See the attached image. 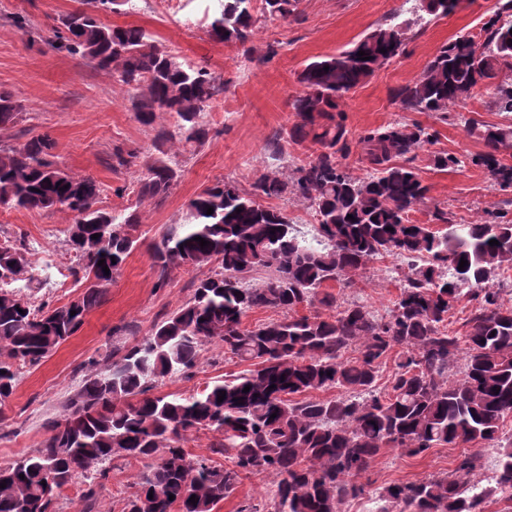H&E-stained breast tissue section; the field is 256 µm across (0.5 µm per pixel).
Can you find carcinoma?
Listing matches in <instances>:
<instances>
[{
    "label": "carcinoma",
    "instance_id": "1",
    "mask_svg": "<svg viewBox=\"0 0 512 512\" xmlns=\"http://www.w3.org/2000/svg\"><path fill=\"white\" fill-rule=\"evenodd\" d=\"M129 2L82 0L84 8L59 18L50 47L118 70L121 85L133 92L140 124L151 126L156 113H169L173 127L157 130L156 149L175 139L203 145L208 131L202 113L224 84L206 67L185 66L143 29L98 21L99 8ZM251 2L217 0L210 34L245 43L255 24ZM414 2L429 15L446 16L462 0ZM264 3L269 14L286 18L298 0ZM507 15L512 0H502L484 22L483 40L462 35L440 48L422 75L398 91L400 108L446 112L498 71H512V22L502 20ZM405 31L394 15L352 48L304 67V91L291 101L288 138L314 150L293 177L268 171L251 192L233 181L218 182L189 201L183 223L152 249L159 281L171 266L211 264L210 273L198 280L185 306L88 375L61 417L47 424L41 448L0 466V484L6 483L0 512H52L61 491L81 476L88 478L83 498L90 499L96 480L90 469L114 458L144 463L121 512H214L242 475L261 470L280 477L267 491L272 512H341L346 499L364 493L356 479L381 449L417 457L456 443L497 448L494 485L474 481L480 457L468 453L449 475L383 488L375 512H483L491 496L507 493L512 501V439L500 434L512 416V306L500 303L494 287L512 271V219L492 213L483 222L458 224L440 212L442 231L410 220L428 187L393 159L433 141L435 134L419 124L394 122L359 136L369 166L363 178L352 177L340 161L349 153L340 100L402 53ZM360 51L368 60L359 59ZM490 104L512 113L511 80L498 84ZM21 110L11 92L0 91L1 132L14 126ZM464 128L485 147L470 157L471 164L485 170L499 190H512V164L502 156L512 149V122L467 119ZM53 149L47 134L18 146L0 144V206L73 213L67 242L78 262L74 274H82L85 286L66 304L32 305L28 291L46 279L28 270L24 239L0 242V403L13 394L19 369L39 365L101 305L138 242L136 214L120 220L99 208L98 182L52 161ZM138 158L135 148H117L112 170L127 169ZM431 162L446 171L462 160L435 152ZM179 177L177 162L153 158L141 172L140 194L162 201ZM262 196L308 202L317 221L314 233L300 234L283 211L259 204ZM198 237L208 246L200 247ZM492 239L498 244L490 245ZM383 255L409 260L387 318H375L358 302L327 317L292 315L305 303L333 306L336 297L324 287L347 285L353 273ZM462 259L468 265L461 270ZM259 270L270 276L254 287L248 277ZM464 296L477 306L464 333L450 335L448 313ZM256 309L284 317L244 326L243 318ZM212 341L250 368L188 397L151 393L160 379L192 369L202 346ZM389 358L395 371L380 388L379 370ZM329 389L343 395L311 396ZM200 430L220 434L212 452L228 458V466L186 452L187 436Z\"/></svg>",
    "mask_w": 512,
    "mask_h": 512
}]
</instances>
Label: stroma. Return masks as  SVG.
<instances>
[{"label":"stroma","instance_id":"1","mask_svg":"<svg viewBox=\"0 0 512 512\" xmlns=\"http://www.w3.org/2000/svg\"><path fill=\"white\" fill-rule=\"evenodd\" d=\"M80 6V0H0V89L12 92L22 106L7 141L19 145L33 135L50 134L56 161L71 173L93 177L100 184V208L137 214L138 245L103 303L77 333L38 366L20 373L13 394L0 405V465L40 448L47 436L46 423L59 418L93 365H106L113 350L142 340L155 322L191 299L205 269L174 266L159 274L152 259L153 244L183 222L191 198L217 181H235L248 192L268 170L290 178L295 165L310 155L307 147L288 139L294 121L290 102L304 90L298 80L300 72L314 60L353 47L393 14L409 22L402 53L346 93L341 102L351 143L344 166L354 177L366 176L359 136L396 120L417 123L435 132L436 138L402 159L429 188L426 200L410 214L414 222L437 229L441 226L435 218L439 210L452 213L461 224L474 222L488 211H512V194L495 190L483 169L467 164V157L481 152L483 144L467 136L456 121L458 114L468 113L488 124L505 123V116L489 107L493 83L477 87L444 115L405 112L394 100L395 91L415 81L441 46L460 35H479L483 22L496 11L497 0H467L454 13L438 18L419 17L407 0H300L290 16L281 18L269 15L263 0H252L257 23L243 44L223 43L211 36L205 14L214 9V0H180L170 10L158 0H131L120 10L99 11L103 25L141 27L170 53L209 68L224 82L223 93L212 100L203 119L209 131L205 145L197 149L181 143L166 145L168 155L177 158L181 175L161 201L140 196L139 165L113 171L112 152L118 147L136 148L142 161L155 156L154 136L157 128L171 125L169 113H158L155 127L142 126L134 117L129 92L112 71L48 45L58 18ZM435 151L456 154L465 164L436 170L430 161ZM72 222V214L63 210L0 207V239L24 237L32 272L51 278L39 297L53 305L67 303L82 291L81 282L71 275L62 285L54 283L59 266L77 264L67 245ZM400 288L401 269L393 257L385 256L332 293L337 304L358 301L385 317ZM246 368V363L225 355L222 344L208 343L195 368L162 379L154 392L187 396ZM463 453V448L445 445L414 458L383 449L358 479L363 495L347 499L341 512H364L367 502L389 483L416 482L451 472ZM105 468L93 506L85 505L86 482L79 478L62 492L54 512H120L143 465L115 459ZM276 480L270 472L242 478L233 494L218 504L217 512H236L247 500L266 510L270 506L266 492Z\"/></svg>","mask_w":512,"mask_h":512}]
</instances>
